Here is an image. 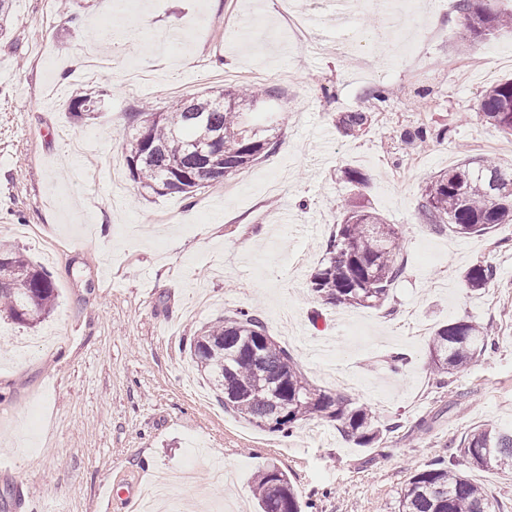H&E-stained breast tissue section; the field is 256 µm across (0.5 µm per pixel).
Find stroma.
<instances>
[{"label": "stroma", "instance_id": "obj_1", "mask_svg": "<svg viewBox=\"0 0 512 512\" xmlns=\"http://www.w3.org/2000/svg\"><path fill=\"white\" fill-rule=\"evenodd\" d=\"M455 2L392 17L410 42L440 31L420 64L361 55L335 23L340 0H288L307 42L278 0H13L0 22V249L44 267L57 305L32 325L0 319V512H127L106 487L185 467L176 512H255L270 462L303 512H388L470 429H512V223L463 237L420 215L425 183L464 157L512 162V139L474 109L512 78V31L460 52ZM94 50L112 68L85 82L75 69ZM244 84L279 92V149L192 198L145 194L125 159L129 113ZM75 91L105 94L94 118H71ZM347 112L369 120L346 132ZM420 127L445 135L411 139ZM353 202L402 233L403 272L379 309L310 290ZM100 224L109 238L87 234ZM478 264L496 277L474 291L464 274ZM250 308L313 387L373 410L382 443L357 447L317 418L286 437L225 409L186 341ZM459 320L491 326L494 345L441 388L429 340Z\"/></svg>", "mask_w": 512, "mask_h": 512}]
</instances>
